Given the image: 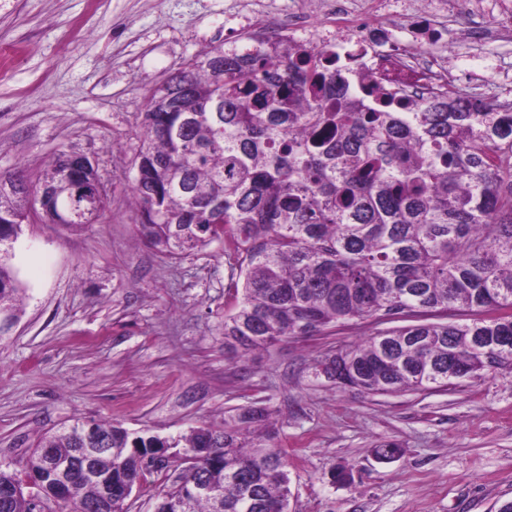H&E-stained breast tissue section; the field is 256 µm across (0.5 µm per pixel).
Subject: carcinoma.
I'll list each match as a JSON object with an SVG mask.
<instances>
[{
    "label": "carcinoma",
    "mask_w": 512,
    "mask_h": 512,
    "mask_svg": "<svg viewBox=\"0 0 512 512\" xmlns=\"http://www.w3.org/2000/svg\"><path fill=\"white\" fill-rule=\"evenodd\" d=\"M336 69V59L262 34L202 51L150 94L140 121L132 193L139 232L180 258L214 241L239 270L224 347L239 356L338 323L378 326L326 354L330 380L367 395L440 391L512 370V100L457 95L448 105L383 94ZM70 155L42 185L73 189ZM0 194V314L17 318L14 265L29 197ZM108 194L79 219L52 207L51 224L79 228L106 213ZM397 318L411 324L383 329ZM270 411L203 423L177 438L78 421L24 459L31 473L80 448L112 449V477L135 480L137 450L184 448L188 460L156 512H280L290 478ZM221 489L222 508L197 489ZM98 494L74 484L56 512H83Z\"/></svg>",
    "instance_id": "cac0c4a2"
}]
</instances>
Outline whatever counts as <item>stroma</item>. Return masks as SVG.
Here are the masks:
<instances>
[{
  "mask_svg": "<svg viewBox=\"0 0 512 512\" xmlns=\"http://www.w3.org/2000/svg\"><path fill=\"white\" fill-rule=\"evenodd\" d=\"M243 0H0V171L37 182L66 152L109 189L104 221L32 218L15 245L26 292L0 337V461L75 418L172 438L251 404L274 412L289 512H498L512 501V372L445 391L359 395L315 377L328 349L374 332L350 320L242 357L224 349L233 271L221 242L174 260L139 238L138 115L200 51L242 39ZM468 89H512V38L456 45ZM402 443L377 460L383 440ZM341 466L353 480L331 479Z\"/></svg>",
  "mask_w": 512,
  "mask_h": 512,
  "instance_id": "stroma-1",
  "label": "stroma"
}]
</instances>
